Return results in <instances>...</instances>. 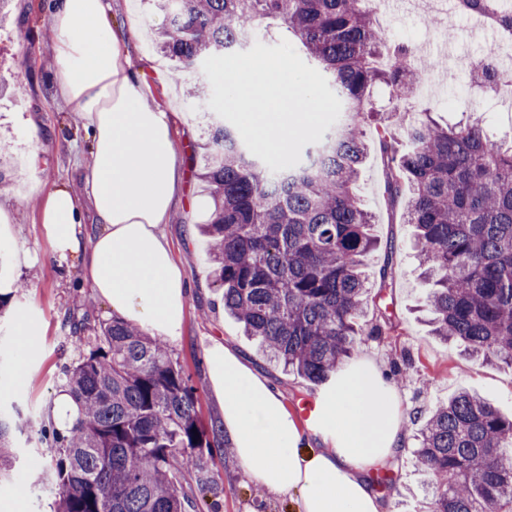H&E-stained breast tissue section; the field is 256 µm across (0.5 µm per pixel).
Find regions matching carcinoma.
I'll return each instance as SVG.
<instances>
[{"mask_svg": "<svg viewBox=\"0 0 512 512\" xmlns=\"http://www.w3.org/2000/svg\"><path fill=\"white\" fill-rule=\"evenodd\" d=\"M167 17L159 49L185 70L243 46L270 22L290 33L345 102L340 122L297 166L270 169L219 118L209 126L203 180L213 199L204 233L224 310L283 369L328 379L363 336L380 294L363 268L376 246L357 193L376 124L390 201L405 194L404 223L430 286L433 332L468 354L512 369V143L475 119L441 125L421 113L394 146L393 118L434 62L412 67L366 0H153ZM512 35V12L460 0ZM377 84L391 111L373 106ZM78 361L64 365L74 405L66 428L35 424L50 452L55 512H216L222 486L208 461L224 447L207 428L190 376L166 344L119 318L101 322ZM19 421L0 413V478L15 474ZM418 464L433 476V512H512V419L461 391L420 430Z\"/></svg>", "mask_w": 512, "mask_h": 512, "instance_id": "cac0c4a2", "label": "carcinoma"}]
</instances>
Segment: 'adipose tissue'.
<instances>
[{
  "label": "adipose tissue",
  "mask_w": 512,
  "mask_h": 512,
  "mask_svg": "<svg viewBox=\"0 0 512 512\" xmlns=\"http://www.w3.org/2000/svg\"><path fill=\"white\" fill-rule=\"evenodd\" d=\"M110 14L111 0L54 2V91L76 113L91 162L81 194L63 183L43 191L40 220L54 257L81 258L83 284L112 314L173 341L188 288L161 226L182 174L168 116L126 50L147 28L134 19L113 29ZM206 365L224 437L257 484L294 499L296 512H384L366 470L403 450L411 415L381 367L362 358L339 371L309 432L222 340Z\"/></svg>",
  "instance_id": "obj_1"
}]
</instances>
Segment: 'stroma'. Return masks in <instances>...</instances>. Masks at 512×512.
<instances>
[{"label":"stroma","instance_id":"35a3bbf8","mask_svg":"<svg viewBox=\"0 0 512 512\" xmlns=\"http://www.w3.org/2000/svg\"><path fill=\"white\" fill-rule=\"evenodd\" d=\"M51 0H11L9 12L0 17V203L15 212L13 224L0 228V262L7 274L0 290L13 297L0 312V412L34 420L46 417L59 395L63 381L60 368L77 361L85 349L82 341L66 337L61 320L67 313L88 315L90 325L111 319L107 305L91 289L82 287L78 260L58 263L40 224L37 198L27 197L33 185L53 186L69 182L80 191L77 166L89 156L85 133L71 106L58 98L52 85V38L47 35ZM140 18L149 28L143 42L130 43L134 66L155 59L158 72L149 73L153 91L161 104L172 110L174 145L183 173V189L162 230L189 286L180 338L169 351L185 369L201 399L205 423L218 421L205 366V349L213 338L240 356L250 370L278 391L285 407L306 395L317 396L324 388L288 372L269 359L255 340L244 336L240 325L225 314L222 293L213 286L215 267L211 247L199 230L210 217L212 201L200 174L202 146L207 139V98L183 94L170 97L165 80L190 87L206 83L203 70L188 72L160 53L156 40L166 23L163 13L146 0H112V23L126 26ZM390 41L411 52L437 53L442 43L462 49L455 57L424 76L436 94L413 95L394 118V133L404 139L407 127L420 113L430 112L444 124L465 121L467 111L480 113L495 132H512V105L487 99L471 89L466 60L486 53L502 56L493 32L473 35L471 21L463 16L432 17L424 8H410L407 0H392L376 16ZM39 123L45 146L38 166L28 164L29 119ZM386 167L378 150H371L357 189L374 216L372 234L378 241L365 266L373 286L383 289L384 303L392 322L383 336H366L354 350V358L370 356L386 374L401 368L406 372L395 388L404 408L416 414L404 430L405 447L387 463L389 486L384 491L386 512H430V473L415 459L417 435L436 407L456 392L467 390L492 404L505 417H512V369L472 359L460 348L432 336L426 321V286L419 278L418 260L411 247L413 228L403 221L406 198L389 205L385 193ZM34 256L31 266L18 265L16 256ZM388 277H381V268ZM29 324L39 333L36 347L21 354L19 330ZM210 467L222 478L224 491L219 512H295L288 496L260 487L236 463L231 451L215 453ZM0 512H53V499L46 481H33L24 474L0 481Z\"/></svg>","mask_w":512,"mask_h":512}]
</instances>
